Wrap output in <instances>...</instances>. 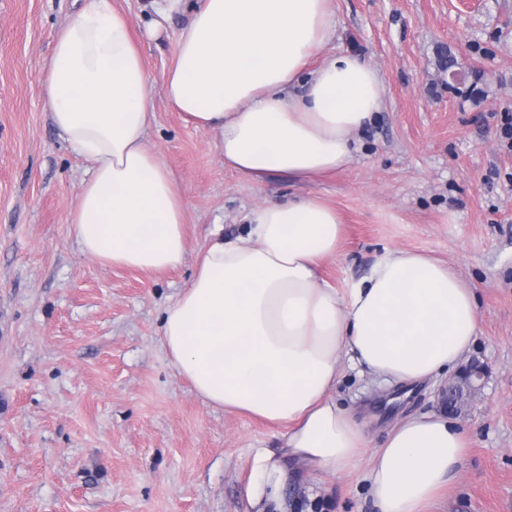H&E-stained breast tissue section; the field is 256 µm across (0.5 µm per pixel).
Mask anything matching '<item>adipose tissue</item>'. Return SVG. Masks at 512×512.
Wrapping results in <instances>:
<instances>
[{
	"label": "adipose tissue",
	"instance_id": "ef3b65f1",
	"mask_svg": "<svg viewBox=\"0 0 512 512\" xmlns=\"http://www.w3.org/2000/svg\"><path fill=\"white\" fill-rule=\"evenodd\" d=\"M332 35L331 0H200L165 98L245 181L338 171L386 87L364 59L323 55ZM38 89L90 167L69 211L81 251L104 266L181 265L185 197L147 145L149 76L113 0H83L67 16ZM341 242L339 213L314 196L253 207L234 237L213 230L164 310L163 346L208 405L286 425L281 452L251 453V503L285 479L282 458L343 476L363 460L374 512H425L461 472L464 432L441 414L408 415L371 452L334 391L345 365L406 387L447 375L477 340L476 295L453 266L399 248L336 287L321 267Z\"/></svg>",
	"mask_w": 512,
	"mask_h": 512
}]
</instances>
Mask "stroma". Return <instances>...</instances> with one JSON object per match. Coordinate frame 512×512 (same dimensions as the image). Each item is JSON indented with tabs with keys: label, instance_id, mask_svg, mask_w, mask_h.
<instances>
[{
	"label": "stroma",
	"instance_id": "stroma-1",
	"mask_svg": "<svg viewBox=\"0 0 512 512\" xmlns=\"http://www.w3.org/2000/svg\"><path fill=\"white\" fill-rule=\"evenodd\" d=\"M197 0H115L149 73L148 145L182 187L188 253L173 270L104 267L68 223L86 164L55 130L37 79L81 0H0V512H372L363 481L293 460L276 498L247 499L249 453L284 426L206 405L173 369L165 307L195 272L215 225L314 195L344 222L322 275L347 287L387 250L423 251L474 288L479 336L466 353L483 385L456 422L462 473L429 512H512V0H333L327 53H355L385 80L384 107L334 174L261 183L225 168L163 93ZM449 50L456 88L440 67ZM440 381L405 393L344 371L336 396L370 447L394 422L438 411Z\"/></svg>",
	"mask_w": 512,
	"mask_h": 512
}]
</instances>
